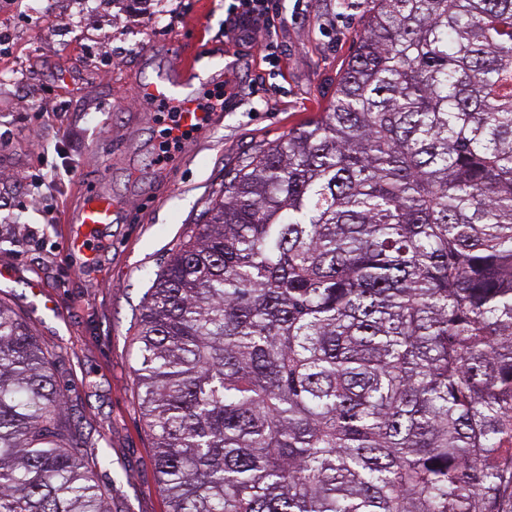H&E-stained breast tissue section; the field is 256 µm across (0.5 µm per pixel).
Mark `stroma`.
<instances>
[{"label":"stroma","instance_id":"1","mask_svg":"<svg viewBox=\"0 0 512 512\" xmlns=\"http://www.w3.org/2000/svg\"><path fill=\"white\" fill-rule=\"evenodd\" d=\"M0 0V281L55 349L70 417L112 512H166L139 411L132 338L143 296L247 153L329 104L353 53L365 0H279L274 59H263L226 0ZM196 49L197 96L228 87L223 111L155 163L171 120L139 95ZM120 208L92 252L75 247L85 194Z\"/></svg>","mask_w":512,"mask_h":512}]
</instances>
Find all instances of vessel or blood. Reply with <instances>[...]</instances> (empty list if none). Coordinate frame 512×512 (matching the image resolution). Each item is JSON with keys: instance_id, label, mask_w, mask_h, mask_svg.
I'll return each instance as SVG.
<instances>
[{"instance_id": "b4317fda", "label": "vessel or blood", "mask_w": 512, "mask_h": 512, "mask_svg": "<svg viewBox=\"0 0 512 512\" xmlns=\"http://www.w3.org/2000/svg\"><path fill=\"white\" fill-rule=\"evenodd\" d=\"M195 65V53L186 52L178 65L182 74L181 80L161 79L151 82L142 88L141 97L158 108L172 104L181 105L182 110L177 116L181 128L197 133L206 128L207 123L203 121L201 113L195 110L197 97L187 91L196 75ZM117 212L118 205L111 196L97 193L87 195L78 216L84 237L96 236L101 226L113 223Z\"/></svg>"}]
</instances>
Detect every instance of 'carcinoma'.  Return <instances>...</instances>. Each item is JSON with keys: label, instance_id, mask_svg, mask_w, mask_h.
Wrapping results in <instances>:
<instances>
[{"label": "carcinoma", "instance_id": "cac0c4a2", "mask_svg": "<svg viewBox=\"0 0 512 512\" xmlns=\"http://www.w3.org/2000/svg\"><path fill=\"white\" fill-rule=\"evenodd\" d=\"M370 3L143 298L167 512H512V0ZM68 398L0 298V512H111Z\"/></svg>", "mask_w": 512, "mask_h": 512}]
</instances>
